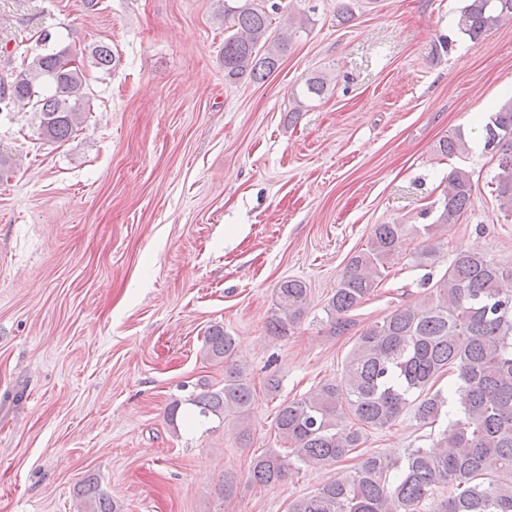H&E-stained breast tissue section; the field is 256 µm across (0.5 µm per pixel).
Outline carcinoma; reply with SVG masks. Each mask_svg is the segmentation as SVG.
<instances>
[{
	"mask_svg": "<svg viewBox=\"0 0 512 512\" xmlns=\"http://www.w3.org/2000/svg\"><path fill=\"white\" fill-rule=\"evenodd\" d=\"M277 3L224 0V75L261 81L276 71L309 18L288 17V27L273 34ZM512 21V0H466L458 25L472 40ZM21 69L0 77V112L30 109L39 134L48 142L67 140L85 122L89 97L83 64L66 50L19 53ZM93 64L109 70L112 49L100 43L90 53ZM485 148L494 152L492 192L499 209L512 213V98L501 102L483 126ZM468 150L461 132L439 139L437 151L450 158ZM474 182L469 171L448 173L442 199L426 235L444 224H458L468 213ZM408 229L403 224L374 225L366 247L349 259L324 311L329 330H351V313L391 273ZM444 243L412 254L417 267H432ZM512 266L488 257L477 246L453 251L445 272L423 301L401 305L355 338L340 380L284 401L275 417L276 436L290 451L274 448L251 462L253 482L278 484L303 465L332 466L363 447L368 431L383 429L411 408L423 426L435 424L449 403L455 418L429 448H412L403 460L367 454L346 476L328 479L312 494L294 499L288 512H419L441 486L448 497L433 512H512ZM309 291L299 279L276 289L268 331L286 336L304 317ZM204 356L224 364V384L192 399L198 415L242 423L255 388L234 361L235 339L215 325L203 346ZM452 372L444 393L434 389ZM85 512H118L112 499L89 476L76 488Z\"/></svg>",
	"mask_w": 512,
	"mask_h": 512,
	"instance_id": "obj_1",
	"label": "carcinoma"
}]
</instances>
